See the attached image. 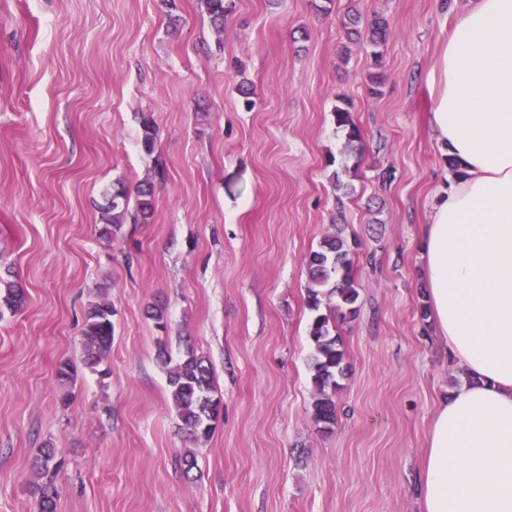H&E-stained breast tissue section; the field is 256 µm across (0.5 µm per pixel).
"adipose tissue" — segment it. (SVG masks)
<instances>
[{"label":"adipose tissue","instance_id":"ef3b65f1","mask_svg":"<svg viewBox=\"0 0 512 512\" xmlns=\"http://www.w3.org/2000/svg\"><path fill=\"white\" fill-rule=\"evenodd\" d=\"M429 127L454 159L421 233L430 321L469 380L431 421L424 512H512V0H472L432 72Z\"/></svg>","mask_w":512,"mask_h":512}]
</instances>
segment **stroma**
<instances>
[{
	"label": "stroma",
	"mask_w": 512,
	"mask_h": 512,
	"mask_svg": "<svg viewBox=\"0 0 512 512\" xmlns=\"http://www.w3.org/2000/svg\"><path fill=\"white\" fill-rule=\"evenodd\" d=\"M468 3L234 0L218 35L199 0L172 13L160 0H0V277L27 290L0 317V512H38L31 461L47 445L56 512H421L429 425L466 376L426 314L420 234L451 175L426 125L431 73ZM351 13L387 19L380 57L348 39ZM344 101L357 157L334 121ZM345 163L348 195L334 181ZM148 177L150 222L101 237L105 193ZM339 225L357 243L361 309L337 325L348 372L324 434L305 259ZM104 300L103 379L80 336ZM187 337L223 401L196 444L157 358L162 345L180 358ZM62 360L77 371L67 383Z\"/></svg>",
	"instance_id": "35a3bbf8"
}]
</instances>
